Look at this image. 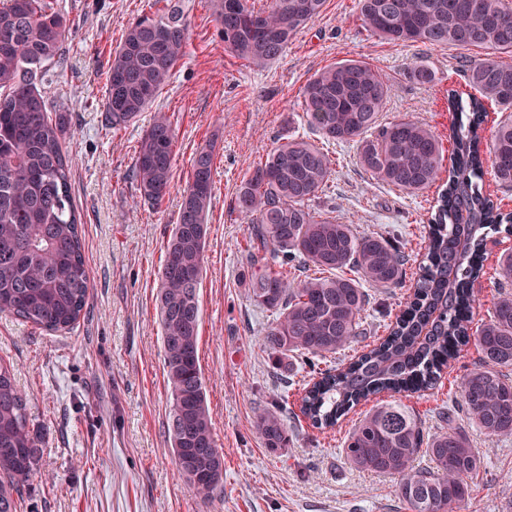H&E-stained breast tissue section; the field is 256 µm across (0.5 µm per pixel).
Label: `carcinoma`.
I'll return each instance as SVG.
<instances>
[{"label":"carcinoma","instance_id":"carcinoma-1","mask_svg":"<svg viewBox=\"0 0 512 512\" xmlns=\"http://www.w3.org/2000/svg\"><path fill=\"white\" fill-rule=\"evenodd\" d=\"M132 22L108 61L104 112L119 130L154 104L174 66L187 53L190 20L183 0H163ZM326 0H210L224 49L262 68L288 51L294 34L315 21ZM367 32L382 40L433 48L476 47L486 57L466 73L473 92L448 89L452 149L425 123L382 119L390 85L368 63L343 59L313 75L302 90L307 123L324 138L354 143L358 162L376 179L423 192L448 178L431 219L426 263L389 335L337 372L316 370L313 359L337 354L363 334L368 304L363 285L393 288L405 274V255L382 238L355 235L348 224L322 216L309 201L332 175L316 145L291 138L273 146L249 170L237 208L251 224L247 271L250 298L276 314L262 336L278 369L295 356L315 369L301 412L318 429H332L349 411L383 391L419 392L436 385L459 348L474 341L483 365L468 372L461 399L469 419L489 436L512 435V294L493 303L472 329L479 303L474 282L483 269L489 232L512 224L483 190L485 175L512 185V119L483 142L485 102L512 112V4L506 0H357ZM67 17L47 0H6L0 6V313L35 327L72 330L88 302L89 284L79 219L72 204L70 167L63 149L65 122L48 113L40 89L45 63L61 58ZM175 133L161 113L141 140L133 176L144 199L159 204L170 193ZM213 153L191 161L178 224L165 247L157 308L167 382L173 453L181 475L201 500L224 492V455L217 448L199 364L198 288L212 200ZM272 253L277 265L259 264ZM324 272L288 278L294 261ZM347 266L360 278L336 271ZM498 283L512 282V252L502 255ZM265 447H288L281 411L263 409L256 421ZM38 436L12 370L0 366V512H17L33 470ZM343 453L354 468L399 477L405 512H454L469 497L481 459L453 426L424 432L399 401L373 406L349 432Z\"/></svg>","mask_w":512,"mask_h":512}]
</instances>
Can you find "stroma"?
<instances>
[{"label": "stroma", "mask_w": 512, "mask_h": 512, "mask_svg": "<svg viewBox=\"0 0 512 512\" xmlns=\"http://www.w3.org/2000/svg\"><path fill=\"white\" fill-rule=\"evenodd\" d=\"M70 24L63 65L48 63L41 89L67 119L71 196L81 216L90 299L73 330L39 329L0 315V365L11 367L39 442L36 464L18 512H402L398 479L362 472L342 448L352 426L328 434L303 420L298 394L310 377L306 358L281 374L259 338L274 316L249 297L247 218L235 200L246 171L275 142L296 136L322 143L332 176L311 202L354 233L388 240L406 257L402 284L369 289L364 334L336 354L340 366L394 321L424 259L425 227L437 209V188L392 189L358 164L354 144L321 142L303 118L301 91L318 71L343 59L366 61L391 86L384 118L412 117L447 140L449 87L465 84L479 48L456 50L391 43L371 36L357 0H326L321 16L294 36L288 52L256 68L225 51L209 0H186L188 52L151 110L119 131L105 126L103 102L110 53L131 22L157 10L156 0H53ZM434 74L423 84L419 66ZM176 131L172 189L161 207L141 197L133 177L137 147L156 113ZM212 147L213 195L199 286V363L218 448L224 491L197 499L179 473L168 434L171 392L156 309L165 246L178 221L181 191L195 152ZM486 274L475 288L476 321L487 319L500 287L492 273L512 234H489ZM481 364L475 344L463 347L437 388L403 401L428 433L456 426L482 467L461 512H512V436H488L461 409L459 383ZM285 412L287 448H265L256 430L260 409Z\"/></svg>", "instance_id": "obj_1"}]
</instances>
